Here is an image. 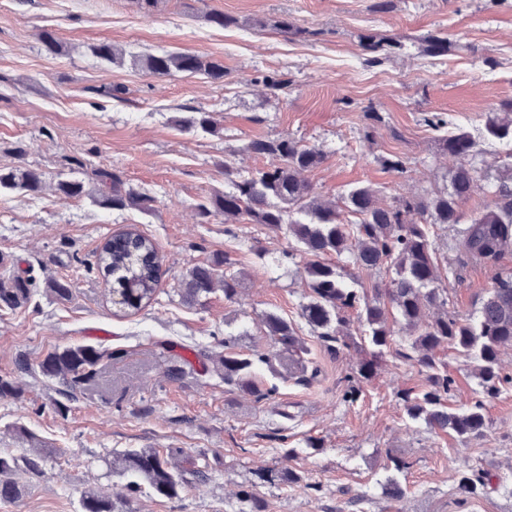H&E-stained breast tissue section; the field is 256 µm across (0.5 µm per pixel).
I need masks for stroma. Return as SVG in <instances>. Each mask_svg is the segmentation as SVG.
I'll return each mask as SVG.
<instances>
[{"label":"stroma","instance_id":"stroma-1","mask_svg":"<svg viewBox=\"0 0 512 512\" xmlns=\"http://www.w3.org/2000/svg\"><path fill=\"white\" fill-rule=\"evenodd\" d=\"M212 11L235 25L208 22ZM283 19L294 34L277 30ZM47 29L64 53L45 52ZM430 34L448 37L451 51L423 53L418 39ZM375 35L402 37L403 46L369 63ZM103 41L125 50L123 64L92 54ZM162 51L223 60L224 80L155 78L132 62ZM270 75L285 76L287 89L271 92ZM113 85L124 87L123 100L103 95ZM511 99L512 0H158L148 12L133 0H0V167L34 168L45 182L35 195L0 191V255L37 288L27 307L0 310V376L13 375L19 355L34 364L67 345L122 352L66 410L57 407L58 381L39 375L23 376L21 399L0 400L1 453L23 447L19 424L53 451L38 481L20 474L29 493L0 501V512H79L81 490L125 485L106 462L128 448H180L210 475L176 500L138 493L139 512H237L243 490L263 498L267 512H512V384L489 401L484 437L469 441L407 415L398 394L424 388L426 374L392 350L360 397L344 400L363 354L331 352L301 319L306 259L295 241L258 224L230 226L219 215L204 223L197 215L199 204L224 191L225 166L245 174L273 165L272 157L244 152L257 137L319 147L326 159L305 177L326 199L369 185L389 204L446 186L457 161L439 151L425 123L433 113L449 130L469 132L480 159L506 167L512 143L488 137L484 123L489 108ZM196 110L212 113L218 134L178 126ZM392 155L405 173L384 165ZM102 168L152 197L151 211L56 193L57 182L88 183ZM131 224L155 242L164 275L155 302L125 313L94 263L104 239ZM431 237L448 312H475L495 274L512 273V253L493 269L459 251L458 225L434 227ZM217 252L243 275L238 296L229 302L218 291L204 305H185L177 290L187 268ZM58 277L71 280L70 301L46 293L47 280ZM271 312L295 322L319 376L305 384L277 379L276 394L259 401L206 371V355L232 333L234 351L254 359L258 377L272 378L259 361L273 349L261 326ZM163 348L183 360L181 380L168 379ZM437 358L454 380L447 406L459 410L477 395L474 365L450 347ZM391 451L410 469L395 471ZM282 466L301 482L270 486L256 476ZM469 466L497 474L496 490L460 494L458 472ZM389 480L404 499L383 495Z\"/></svg>","mask_w":512,"mask_h":512}]
</instances>
